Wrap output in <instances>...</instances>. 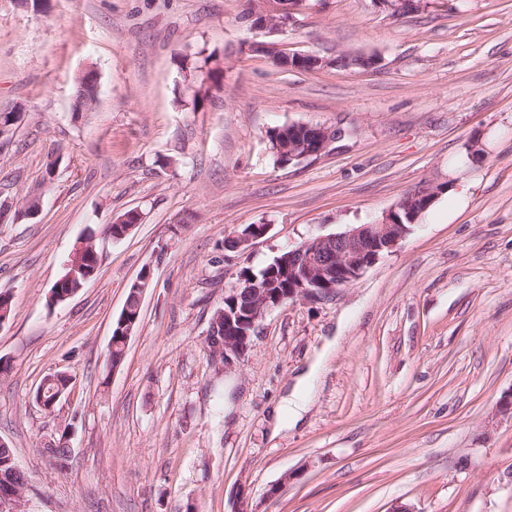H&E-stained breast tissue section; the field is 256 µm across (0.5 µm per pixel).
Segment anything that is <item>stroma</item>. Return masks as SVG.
Masks as SVG:
<instances>
[{"instance_id":"stroma-1","label":"stroma","mask_w":512,"mask_h":512,"mask_svg":"<svg viewBox=\"0 0 512 512\" xmlns=\"http://www.w3.org/2000/svg\"><path fill=\"white\" fill-rule=\"evenodd\" d=\"M248 7L0 0V111L22 112L0 136V202H41L0 222V439L27 477L21 512H512V0L400 17L306 0L276 40L331 59L315 71L249 52ZM205 59L223 78L196 105ZM89 70L98 98L78 114ZM292 123L346 134L280 165L266 132ZM426 187L439 194L407 237L334 300L269 313L235 368L212 359L209 320L243 272ZM133 209L141 223L111 240ZM250 224L270 231L225 250ZM88 231L97 278L47 306ZM148 263L141 323L110 368L112 322ZM327 336L339 345L308 412L272 437V408ZM56 372L73 384L50 413L33 393ZM64 431L61 460L45 445Z\"/></svg>"}]
</instances>
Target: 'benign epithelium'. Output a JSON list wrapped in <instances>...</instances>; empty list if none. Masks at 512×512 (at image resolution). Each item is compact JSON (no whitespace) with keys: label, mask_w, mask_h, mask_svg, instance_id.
Instances as JSON below:
<instances>
[{"label":"benign epithelium","mask_w":512,"mask_h":512,"mask_svg":"<svg viewBox=\"0 0 512 512\" xmlns=\"http://www.w3.org/2000/svg\"><path fill=\"white\" fill-rule=\"evenodd\" d=\"M305 0H254L246 18L251 27L271 36L280 30L303 5ZM373 4L392 16H402L418 10L426 0H372ZM249 50L273 59L285 68L318 70L328 66L329 61L312 54H288L280 44L263 40L250 44ZM292 141L282 149L284 162L291 164L317 158L336 142L343 131L339 127L291 124L286 126ZM437 191L426 189L407 195L398 204V209L410 214L407 224L394 219L397 209L384 220L374 224H360L346 231L321 235L288 251L285 256L275 258L273 264L242 278V284L224 296V307L219 314L224 316V344L218 354L224 356V364L231 365L242 360L250 350L253 336L272 310L297 300L328 301L336 298L339 290L360 278L384 253L393 251L424 212L421 202L425 198L435 199ZM269 232L267 224H249L239 234L224 240V249L243 251L254 241ZM98 258L94 239L86 236L78 240L66 263L68 272L56 286L58 300L74 296L79 288L74 281L82 276L84 282L93 280ZM288 270V287L275 288L270 278L278 267Z\"/></svg>","instance_id":"1"}]
</instances>
